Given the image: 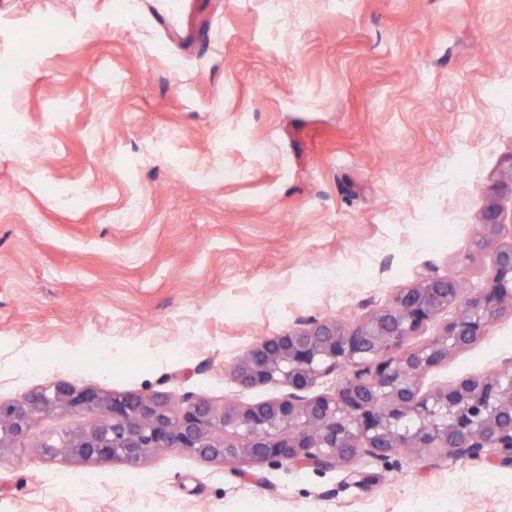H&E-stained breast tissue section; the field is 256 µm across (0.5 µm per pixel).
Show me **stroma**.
<instances>
[{"instance_id":"35a3bbf8","label":"stroma","mask_w":512,"mask_h":512,"mask_svg":"<svg viewBox=\"0 0 512 512\" xmlns=\"http://www.w3.org/2000/svg\"><path fill=\"white\" fill-rule=\"evenodd\" d=\"M33 47L0 86V404L58 380L176 411L283 397L233 363L422 272L482 286L484 212L512 227V0H0V63ZM509 360L505 316L422 387ZM100 418L43 415L1 448L0 512H512L488 450L44 459Z\"/></svg>"}]
</instances>
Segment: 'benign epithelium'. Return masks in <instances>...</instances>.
<instances>
[{"mask_svg":"<svg viewBox=\"0 0 512 512\" xmlns=\"http://www.w3.org/2000/svg\"><path fill=\"white\" fill-rule=\"evenodd\" d=\"M483 248L492 260L482 287L462 297L447 278L426 275L354 325L310 321L262 339L232 368L246 388L288 386L267 402L224 407L185 399L170 409L161 393L105 394L58 381L25 400L0 406V447L26 436L34 417L101 410L107 417L76 432L71 455L137 463L179 448L224 464L298 463L318 471L401 449L477 457L496 449L512 459V362L487 377L422 390L421 378L448 356L475 344L487 327L512 315V241L500 238L497 213L486 212ZM451 310L439 332L411 340ZM341 369L350 374L330 393L309 395Z\"/></svg>","mask_w":512,"mask_h":512,"instance_id":"1","label":"benign epithelium"}]
</instances>
